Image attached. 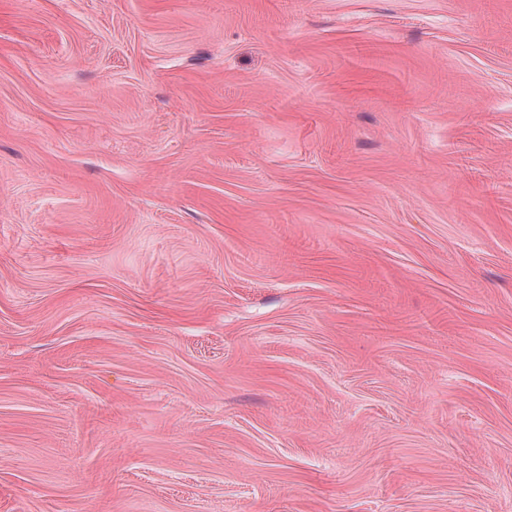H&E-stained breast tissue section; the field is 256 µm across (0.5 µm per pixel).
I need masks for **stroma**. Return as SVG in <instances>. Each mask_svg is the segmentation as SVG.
Returning <instances> with one entry per match:
<instances>
[{
	"instance_id": "stroma-1",
	"label": "stroma",
	"mask_w": 512,
	"mask_h": 512,
	"mask_svg": "<svg viewBox=\"0 0 512 512\" xmlns=\"http://www.w3.org/2000/svg\"><path fill=\"white\" fill-rule=\"evenodd\" d=\"M0 512H512V0H0Z\"/></svg>"
}]
</instances>
